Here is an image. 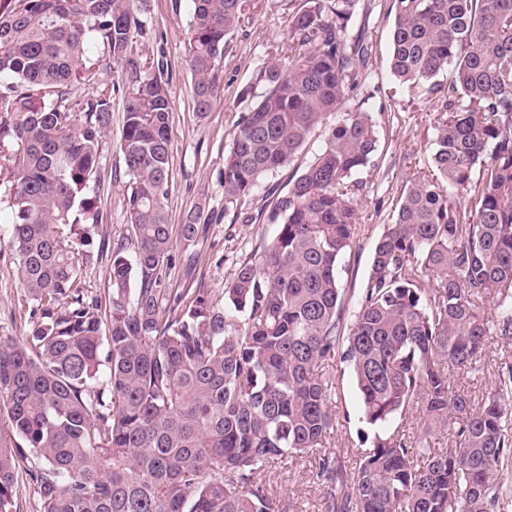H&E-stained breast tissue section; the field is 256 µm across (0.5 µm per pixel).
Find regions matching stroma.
<instances>
[{
    "label": "stroma",
    "instance_id": "obj_1",
    "mask_svg": "<svg viewBox=\"0 0 512 512\" xmlns=\"http://www.w3.org/2000/svg\"><path fill=\"white\" fill-rule=\"evenodd\" d=\"M303 3L304 0H250L249 10L226 45L221 95L203 116L195 110L192 78L185 63L191 0H142L140 4L146 26L134 35L128 55L135 60L144 55L154 58L169 82L171 95L169 222L177 229L195 211L209 221L206 232L194 243H186L177 233L173 235L174 264L164 287L199 288L211 299L223 300L224 285L238 262L274 232L270 224L245 223L225 216L220 173L232 133L246 108L243 93L258 68L275 59V48L286 37L288 22ZM388 8L389 0H365L361 23L373 44L369 80L363 88L367 98L364 109L377 125L382 160L376 169L360 175L363 231L349 267L342 274L343 285L351 295L358 294L365 284L375 245L384 225L393 220L403 186L431 165L433 99L428 95L412 99L395 88L389 69L392 18ZM129 76L127 62L107 59L101 65L102 81L114 87L112 123L102 138L99 171L87 194L95 199L100 211L96 239L106 245L107 252L84 271L79 286L85 294L102 301L108 298L109 249L125 242L128 234L127 176L120 139ZM29 310L30 303L17 276L9 211L0 203V335L25 336L30 329ZM358 404L355 389L351 383H344L338 400L340 421L325 444L326 450L348 458L361 452ZM314 463V456H306L271 479L267 494L276 512H323L325 492L308 480Z\"/></svg>",
    "mask_w": 512,
    "mask_h": 512
}]
</instances>
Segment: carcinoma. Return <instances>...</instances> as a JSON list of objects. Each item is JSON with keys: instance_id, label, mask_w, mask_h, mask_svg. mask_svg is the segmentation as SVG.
<instances>
[{"instance_id": "cac0c4a2", "label": "carcinoma", "mask_w": 512, "mask_h": 512, "mask_svg": "<svg viewBox=\"0 0 512 512\" xmlns=\"http://www.w3.org/2000/svg\"><path fill=\"white\" fill-rule=\"evenodd\" d=\"M186 64L196 111L220 89L227 37L248 0H192ZM361 0H305L243 98L224 159V212L300 155L274 189L272 236L219 304L162 287L169 83L146 56L135 0H0V198L11 209L31 328L0 336V512L20 476L42 512H275L266 476L325 447L345 365L368 444L319 453L324 512H508L512 364L475 399L453 370L512 336V0H390V71L436 95L431 170L409 180L356 300L341 272L362 226L359 175L379 163L357 107L372 45L351 33ZM128 60L120 149L127 244L112 252L108 308L78 287L96 262L86 195L112 121L99 50ZM94 97L70 99L73 83ZM180 227L187 243L207 225ZM493 299L494 311L484 302ZM448 432L450 447L430 438Z\"/></svg>"}]
</instances>
